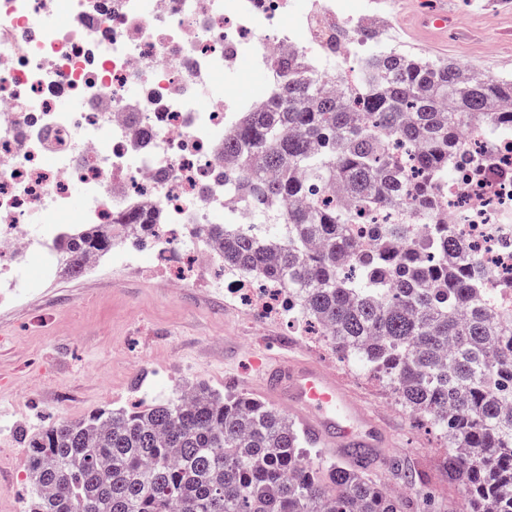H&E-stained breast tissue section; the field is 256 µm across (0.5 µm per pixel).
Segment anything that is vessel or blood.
<instances>
[{"label": "vessel or blood", "mask_w": 512, "mask_h": 512, "mask_svg": "<svg viewBox=\"0 0 512 512\" xmlns=\"http://www.w3.org/2000/svg\"><path fill=\"white\" fill-rule=\"evenodd\" d=\"M417 22L431 35L447 33V0H435ZM262 395L288 411L311 447L344 458L357 449L376 460L389 444L382 420L358 403L334 372L316 362L285 358L265 364Z\"/></svg>", "instance_id": "vessel-or-blood-1"}]
</instances>
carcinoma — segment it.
Returning <instances> with one entry per match:
<instances>
[{
    "label": "carcinoma",
    "instance_id": "1",
    "mask_svg": "<svg viewBox=\"0 0 512 512\" xmlns=\"http://www.w3.org/2000/svg\"><path fill=\"white\" fill-rule=\"evenodd\" d=\"M368 46L353 86L326 91L293 63L267 109L244 112L224 136L237 162L235 193L267 230L211 224L224 264L288 289V314L327 332L336 351L379 375L397 402L448 441L446 467L465 486L463 512H512V327L482 301L449 224L422 247L405 224H376L359 252L342 232L409 203L436 215L437 190L465 127L512 103V77L489 79L441 59ZM411 150L403 164L387 141ZM112 225L63 236L78 256L112 247ZM288 416L246 393L192 388L138 410L100 409L61 420L27 442V512H435L429 491L392 460L389 482L351 459L308 460Z\"/></svg>",
    "mask_w": 512,
    "mask_h": 512
}]
</instances>
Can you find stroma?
Here are the masks:
<instances>
[{
	"label": "stroma",
	"instance_id": "obj_1",
	"mask_svg": "<svg viewBox=\"0 0 512 512\" xmlns=\"http://www.w3.org/2000/svg\"><path fill=\"white\" fill-rule=\"evenodd\" d=\"M398 26L417 57L468 61L498 78L512 75V51L475 43L422 45L407 18ZM304 355L334 371L389 428L385 458L416 473L440 512H461L464 486L444 466L440 433L397 404L372 373L329 345L298 335L279 318L242 316L222 292L172 293L110 265L62 275L25 302L0 308V512H25V440L58 420L77 421L108 407L167 397L186 386L257 396L256 358Z\"/></svg>",
	"mask_w": 512,
	"mask_h": 512
}]
</instances>
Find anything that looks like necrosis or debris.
<instances>
[{
  "mask_svg": "<svg viewBox=\"0 0 512 512\" xmlns=\"http://www.w3.org/2000/svg\"><path fill=\"white\" fill-rule=\"evenodd\" d=\"M405 0H0V308L65 271L56 242L146 211L150 263L117 239L114 267L184 288H218L246 313L284 316L283 291L259 292L226 267L204 224L263 234L232 189L224 137L239 113L270 101L276 59L299 57L325 81L374 30L404 49ZM248 60L260 92L225 91ZM69 107H61L60 99ZM439 187L443 220L487 275V300L512 313V129L485 131L452 154ZM75 224H62L74 197ZM38 255L37 273L28 258Z\"/></svg>",
  "mask_w": 512,
  "mask_h": 512,
  "instance_id": "4bbe7bcc",
  "label": "necrosis or debris"
}]
</instances>
